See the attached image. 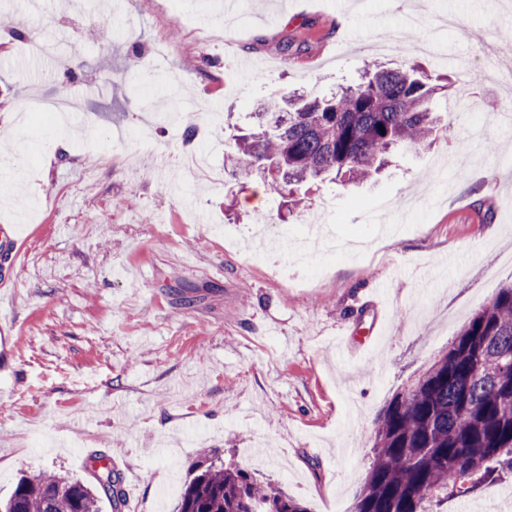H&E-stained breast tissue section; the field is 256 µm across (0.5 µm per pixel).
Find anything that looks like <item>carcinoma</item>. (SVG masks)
I'll use <instances>...</instances> for the list:
<instances>
[{
  "instance_id": "1",
  "label": "carcinoma",
  "mask_w": 512,
  "mask_h": 512,
  "mask_svg": "<svg viewBox=\"0 0 512 512\" xmlns=\"http://www.w3.org/2000/svg\"><path fill=\"white\" fill-rule=\"evenodd\" d=\"M441 89L413 68L374 64L329 98L276 92L228 165L237 176L269 177L272 191L290 195L312 179L359 183L392 148L431 144L430 101ZM373 454L354 512H441L448 495L469 491L466 482L512 473V283L378 414ZM194 472L179 512H308L243 469L209 461ZM97 482L118 504L123 492L112 467ZM3 512H98V495L80 480L42 473L20 479Z\"/></svg>"
}]
</instances>
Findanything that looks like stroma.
<instances>
[{"label":"stroma","mask_w":512,"mask_h":512,"mask_svg":"<svg viewBox=\"0 0 512 512\" xmlns=\"http://www.w3.org/2000/svg\"><path fill=\"white\" fill-rule=\"evenodd\" d=\"M38 0L39 36L64 65L21 69L19 42L0 44V220L10 218L13 171L28 201L25 248L0 315L17 324L0 371V501L20 475L56 473L95 485L87 461L102 449L123 462L139 512L158 487H184L198 462L240 467L280 485L309 512L342 498L352 512L372 461L375 417L408 380L512 282V0ZM223 31L192 46L190 26ZM436 43L435 56L375 52L379 34ZM448 91L431 146L399 148L390 166L346 188L306 192L300 215L279 221L281 197L225 174L239 129L285 90L329 96L368 65H420L436 55ZM79 89L75 133L45 148L65 66ZM196 106L164 121L170 96ZM171 158L169 180L153 160ZM269 226L255 223L258 214ZM333 238L377 239L358 256L310 248L304 216ZM289 247L310 280L285 288L254 256L256 232ZM202 296L181 308L171 288ZM343 326L365 334L336 352Z\"/></svg>","instance_id":"obj_1"}]
</instances>
